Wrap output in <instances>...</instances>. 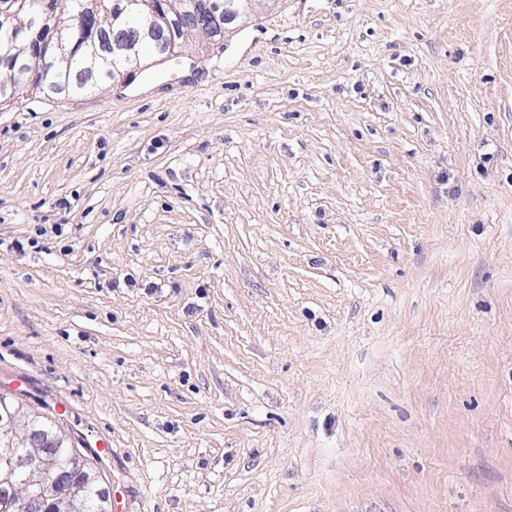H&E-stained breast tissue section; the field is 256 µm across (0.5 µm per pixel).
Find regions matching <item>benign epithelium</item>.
I'll return each instance as SVG.
<instances>
[{
	"label": "benign epithelium",
	"instance_id": "7a95c632",
	"mask_svg": "<svg viewBox=\"0 0 512 512\" xmlns=\"http://www.w3.org/2000/svg\"><path fill=\"white\" fill-rule=\"evenodd\" d=\"M283 0H233L228 15L219 19L212 0H117L112 12V24L134 25L135 38L121 48L127 62L124 81L130 74L142 68L144 60L141 46L158 35V20L168 17L179 22L180 33L192 32L205 43L226 39L241 24L260 13L275 11ZM84 30H92L85 40L84 55L90 58L89 66L81 74L82 84L88 88L98 84V73L112 66V51L106 48L103 30L97 16L80 17ZM11 33V40L21 44L14 53H7L0 60L12 68L13 82L0 84V96L12 95L13 85L34 83L37 76L48 70L68 65L75 54L68 26L59 24V16L52 8L44 11L41 23L33 25L15 16L6 15L0 20ZM19 412L12 408L0 413V482L12 490L11 501L20 505L24 512H75V505L84 499L83 490L100 484V476L79 453L71 454L66 467L57 468L51 446H60L65 438L46 422L28 421L26 431L37 432L42 441V454L38 455L23 447L26 435L16 430ZM38 472L46 479L43 490L32 496L28 492V480H18L21 474Z\"/></svg>",
	"mask_w": 512,
	"mask_h": 512
}]
</instances>
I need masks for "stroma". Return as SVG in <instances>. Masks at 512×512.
I'll use <instances>...</instances> for the list:
<instances>
[{"label": "stroma", "instance_id": "obj_1", "mask_svg": "<svg viewBox=\"0 0 512 512\" xmlns=\"http://www.w3.org/2000/svg\"><path fill=\"white\" fill-rule=\"evenodd\" d=\"M112 512H512V0H285L0 104V393Z\"/></svg>", "mask_w": 512, "mask_h": 512}]
</instances>
